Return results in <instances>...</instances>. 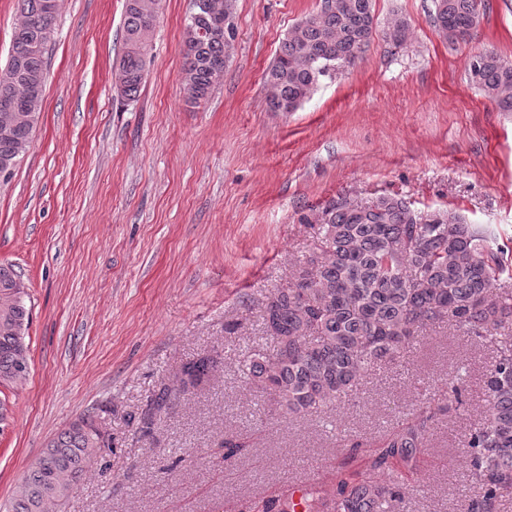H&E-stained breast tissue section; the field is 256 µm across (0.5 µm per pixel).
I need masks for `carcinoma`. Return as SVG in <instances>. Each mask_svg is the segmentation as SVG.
<instances>
[{
    "instance_id": "carcinoma-1",
    "label": "carcinoma",
    "mask_w": 512,
    "mask_h": 512,
    "mask_svg": "<svg viewBox=\"0 0 512 512\" xmlns=\"http://www.w3.org/2000/svg\"><path fill=\"white\" fill-rule=\"evenodd\" d=\"M162 0H125L124 47L113 67L119 93L139 92ZM193 7L182 34L179 73L187 101L199 104L224 78L228 47L235 40L236 0H205ZM373 0H322L319 10L289 30L265 76L273 112L295 111L325 78L354 64L376 32ZM20 10L6 65L0 68V100L14 105L9 134H0V165L15 167L38 122L47 83V47L55 17L43 0H19ZM438 34L455 44L469 38L486 10L485 0H433ZM396 52L409 41V26L396 19L384 32ZM470 76L502 112H512V61L495 52L472 57ZM316 240L292 270L287 286L265 296L262 328L266 352L242 357L245 383L265 393L291 416L333 414L350 400L365 374L444 324L490 344L487 410L466 442L470 512H499L512 492V260L492 244L488 231L448 214L422 215L397 196L367 204L341 199L315 218ZM28 288L9 263H0V387L27 376L31 308ZM215 355L183 363L177 385L164 387L140 414L142 431L182 396L210 380ZM459 372L441 382L439 399L426 398L410 421L375 443L354 441L352 451L371 448L366 469L340 480L331 494L312 488L304 512H399L410 494L401 478L416 473L438 416L466 405ZM103 433L81 416L46 444L0 512H52L86 475L105 448ZM224 461L247 447L241 437L224 440ZM263 512H295L282 492Z\"/></svg>"
}]
</instances>
